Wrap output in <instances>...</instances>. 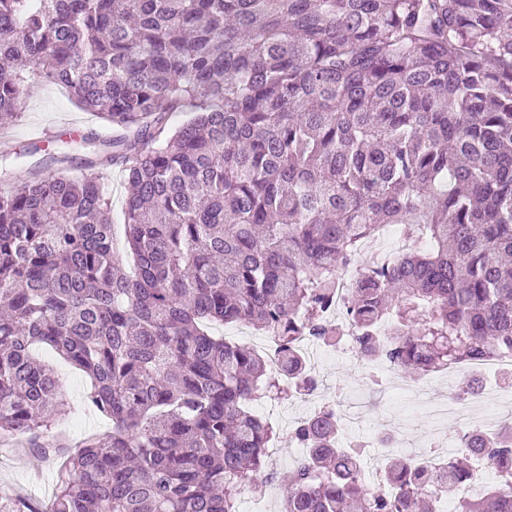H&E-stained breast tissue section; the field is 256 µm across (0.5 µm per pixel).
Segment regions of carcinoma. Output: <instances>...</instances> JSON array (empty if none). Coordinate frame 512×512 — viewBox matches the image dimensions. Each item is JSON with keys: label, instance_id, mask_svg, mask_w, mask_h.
I'll return each mask as SVG.
<instances>
[{"label": "carcinoma", "instance_id": "carcinoma-1", "mask_svg": "<svg viewBox=\"0 0 512 512\" xmlns=\"http://www.w3.org/2000/svg\"><path fill=\"white\" fill-rule=\"evenodd\" d=\"M32 75L124 134L82 137L76 176L42 175L73 161L48 151L0 187V444L65 447L35 346L89 376L112 428L67 455L49 508L5 492L0 512H239L276 436L253 404L315 387L304 337L414 378L512 351V0H0V126ZM396 224L408 244L328 320L336 275ZM211 324L274 333L277 361ZM340 435L330 406L294 427L285 512H439L474 459L498 482L454 512H512L510 422L377 483ZM112 172L105 179L110 201L112 203L113 239L114 247L118 251H123L125 246V228L122 221V207L125 195L124 177L121 168L112 166Z\"/></svg>", "mask_w": 512, "mask_h": 512}]
</instances>
